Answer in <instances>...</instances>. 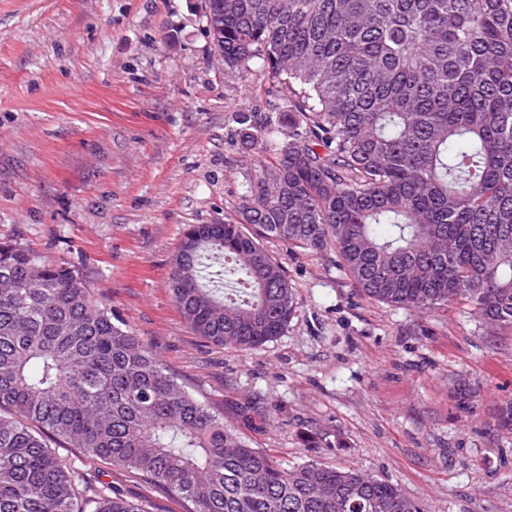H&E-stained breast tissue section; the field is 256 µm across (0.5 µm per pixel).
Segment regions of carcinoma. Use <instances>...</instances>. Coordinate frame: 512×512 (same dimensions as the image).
I'll return each mask as SVG.
<instances>
[{
  "label": "carcinoma",
  "mask_w": 512,
  "mask_h": 512,
  "mask_svg": "<svg viewBox=\"0 0 512 512\" xmlns=\"http://www.w3.org/2000/svg\"><path fill=\"white\" fill-rule=\"evenodd\" d=\"M236 77L258 63L286 112H238L256 150L235 217L190 224L178 312L239 350L296 313L274 239L336 249L371 300H459L512 327V0H205ZM160 484L190 512H424L357 468L282 467L178 383L70 263L0 242V512H150L48 439Z\"/></svg>",
  "instance_id": "cac0c4a2"
}]
</instances>
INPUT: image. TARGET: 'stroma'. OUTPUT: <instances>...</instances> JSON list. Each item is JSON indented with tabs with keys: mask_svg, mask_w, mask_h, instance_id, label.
I'll return each mask as SVG.
<instances>
[{
	"mask_svg": "<svg viewBox=\"0 0 512 512\" xmlns=\"http://www.w3.org/2000/svg\"><path fill=\"white\" fill-rule=\"evenodd\" d=\"M284 112L267 77L212 56L204 0H0V241L78 263L168 369L283 467H357L425 512H512V327L460 301L418 314L364 297L335 252L274 240L297 303L240 351L194 335L169 290L190 224L234 217L254 152L236 113ZM152 512L168 489L82 463Z\"/></svg>",
	"mask_w": 512,
	"mask_h": 512,
	"instance_id": "35a3bbf8",
	"label": "stroma"
}]
</instances>
